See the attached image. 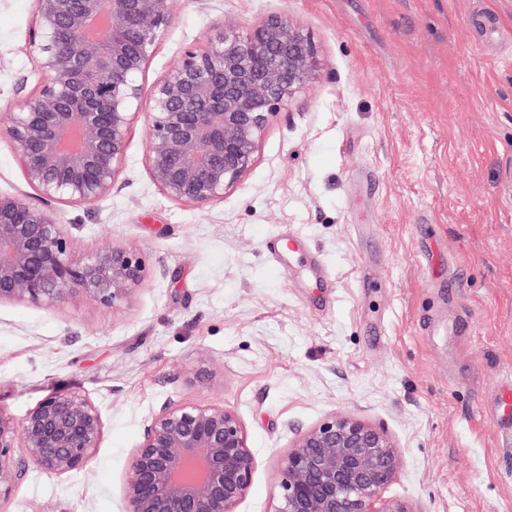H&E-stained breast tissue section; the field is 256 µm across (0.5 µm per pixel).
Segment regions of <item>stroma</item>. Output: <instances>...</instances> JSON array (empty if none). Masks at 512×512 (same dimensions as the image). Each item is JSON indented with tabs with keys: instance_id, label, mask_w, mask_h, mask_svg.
<instances>
[{
	"instance_id": "obj_1",
	"label": "stroma",
	"mask_w": 512,
	"mask_h": 512,
	"mask_svg": "<svg viewBox=\"0 0 512 512\" xmlns=\"http://www.w3.org/2000/svg\"><path fill=\"white\" fill-rule=\"evenodd\" d=\"M34 6L0 0L1 117L40 80ZM271 13L319 68L270 115L252 169L180 205L137 119L111 192L51 210L80 252L140 248L142 286L115 306L0 304V408L74 389L105 423L85 469L32 471L12 512H122L132 451L169 403L240 417L256 469L237 512H274L281 458L333 415L395 442L386 495L408 512H512V0H178L143 96L224 20ZM0 191L37 198L5 137ZM292 234L307 248L277 269L269 241Z\"/></svg>"
}]
</instances>
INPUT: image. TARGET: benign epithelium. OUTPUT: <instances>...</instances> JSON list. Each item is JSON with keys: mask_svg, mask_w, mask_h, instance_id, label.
<instances>
[{"mask_svg": "<svg viewBox=\"0 0 512 512\" xmlns=\"http://www.w3.org/2000/svg\"><path fill=\"white\" fill-rule=\"evenodd\" d=\"M176 0H35L31 44L40 84L0 125L35 205L0 192V303L60 306L80 297L114 305L145 279L134 246L80 255L52 203L92 205L122 169L138 116L139 76L170 27ZM309 37L270 14L247 29L226 20L182 52L154 84L146 165L170 200L224 197L251 169L269 116L316 76ZM104 433L98 407L54 392L18 419L0 409V512L28 473L70 475L93 460ZM398 447L376 427L332 416L281 460L274 512H409L385 497ZM256 468L239 416L221 405L169 404L151 417L122 481L123 512H236Z\"/></svg>", "mask_w": 512, "mask_h": 512, "instance_id": "benign-epithelium-1", "label": "benign epithelium"}]
</instances>
